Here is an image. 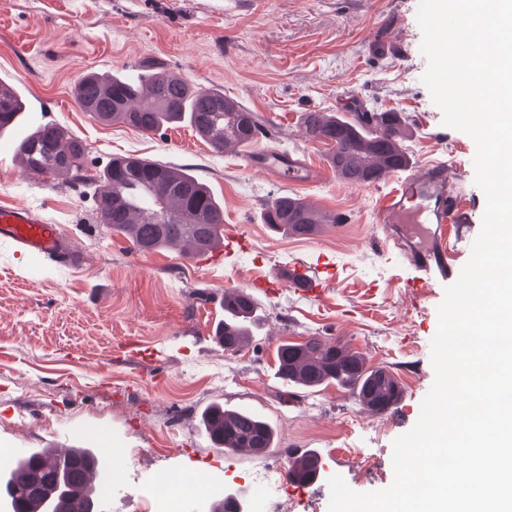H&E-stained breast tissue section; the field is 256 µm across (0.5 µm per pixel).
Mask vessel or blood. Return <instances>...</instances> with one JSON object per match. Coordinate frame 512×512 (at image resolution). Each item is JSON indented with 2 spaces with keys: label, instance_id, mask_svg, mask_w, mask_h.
I'll return each mask as SVG.
<instances>
[{
  "label": "vessel or blood",
  "instance_id": "1",
  "mask_svg": "<svg viewBox=\"0 0 512 512\" xmlns=\"http://www.w3.org/2000/svg\"><path fill=\"white\" fill-rule=\"evenodd\" d=\"M249 169L277 175L283 182L298 185L309 182L312 174L302 159L283 153L257 152L247 156ZM458 172L452 162L440 161L412 172L393 173V185L380 196L379 223L388 225L392 235L404 245L410 257L414 288H435L455 282L458 272L448 237L464 241L467 220L461 198L454 191ZM14 244L25 257L40 261L62 255L81 262L68 236L58 225L46 223L24 206H0V243ZM292 286L311 297L325 293L326 280L308 275L300 266L275 271L272 278L259 280V287Z\"/></svg>",
  "mask_w": 512,
  "mask_h": 512
}]
</instances>
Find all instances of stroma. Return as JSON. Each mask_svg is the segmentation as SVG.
Instances as JSON below:
<instances>
[{
    "instance_id": "1",
    "label": "stroma",
    "mask_w": 512,
    "mask_h": 512,
    "mask_svg": "<svg viewBox=\"0 0 512 512\" xmlns=\"http://www.w3.org/2000/svg\"><path fill=\"white\" fill-rule=\"evenodd\" d=\"M418 2L240 0L228 12L224 0H0V80L26 103L19 126L0 133V205L33 208L85 257L79 269L51 260L33 266L0 243L1 470L36 448L81 447L87 429L102 426L120 458L106 463L112 496L100 499L98 512H140V500L178 469L204 472L211 488L241 491L248 512H272L251 476L287 468L303 449L318 451L323 469L314 486L289 485L294 512H327L335 473L357 492L392 484V443L415 424L434 380L430 342L444 292L406 291L413 271L377 222L381 189L340 179L328 146L306 139L301 126L308 112L403 113L412 165L456 164L466 230L477 238L485 208L474 182L476 145L443 125L422 81ZM388 40L404 42L406 58L387 54ZM149 61L254 112L270 131L254 149L304 159L313 180L291 186L248 171L246 150L216 151L186 123L145 134L98 122L78 104L74 87L86 74L134 75ZM47 122L86 144L87 174L119 156L190 170L249 252L134 250L99 223L94 185L21 170L18 140ZM285 193L339 223L306 238L274 233L263 209ZM285 264L327 277L326 294L253 288L254 335L238 352L224 351L214 332L225 291ZM310 336L391 370L403 386L392 416L362 409L334 384L301 390L279 379V346ZM213 403L261 416L276 432L273 447L260 457L213 448L199 427ZM133 448L139 456H130Z\"/></svg>"
}]
</instances>
